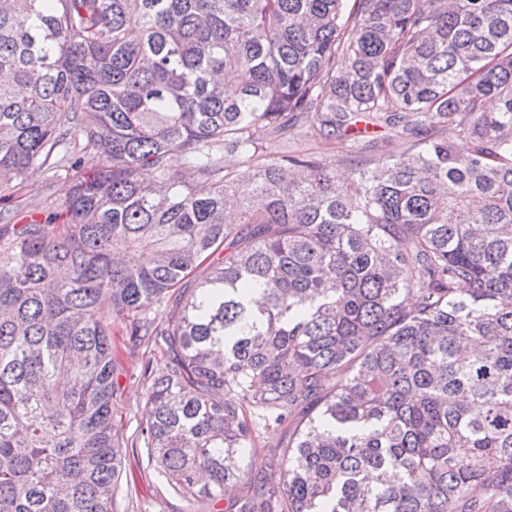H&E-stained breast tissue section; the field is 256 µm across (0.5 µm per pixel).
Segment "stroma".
Here are the masks:
<instances>
[{
	"label": "stroma",
	"mask_w": 512,
	"mask_h": 512,
	"mask_svg": "<svg viewBox=\"0 0 512 512\" xmlns=\"http://www.w3.org/2000/svg\"><path fill=\"white\" fill-rule=\"evenodd\" d=\"M290 148L300 153H317L336 165H352L355 153L348 138L322 140L302 133ZM74 171L58 168L33 172L20 183H13L4 204L15 224H26L61 213L74 180ZM112 344L116 349L114 380L121 396L117 401L119 436L127 445L121 478L115 493V512H216L208 501L189 502L176 496L165 477L149 465L140 435V426L148 419L143 372L146 365L163 363L162 351L154 344H132L120 323L112 325Z\"/></svg>",
	"instance_id": "35a3bbf8"
}]
</instances>
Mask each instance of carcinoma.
<instances>
[{"mask_svg": "<svg viewBox=\"0 0 512 512\" xmlns=\"http://www.w3.org/2000/svg\"><path fill=\"white\" fill-rule=\"evenodd\" d=\"M302 121L398 146L342 172L288 150ZM86 149L0 236V512H114L126 318L166 351L141 435L183 499L512 512V0H0V192ZM75 176L74 171L63 167L53 171L41 169L29 174L22 183H13L5 192L9 198L0 203L2 211L5 208L10 212L9 227L43 219L47 214L62 213ZM285 443L284 432L281 430L264 433L257 441L256 449L249 450L244 455L243 465L255 474L268 473V449L282 447Z\"/></svg>", "mask_w": 512, "mask_h": 512, "instance_id": "1", "label": "carcinoma"}]
</instances>
